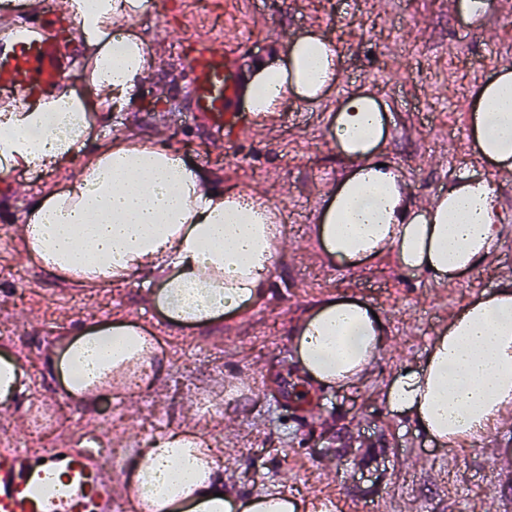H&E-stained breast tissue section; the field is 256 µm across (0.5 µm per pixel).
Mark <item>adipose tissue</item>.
Segmentation results:
<instances>
[{"mask_svg": "<svg viewBox=\"0 0 512 512\" xmlns=\"http://www.w3.org/2000/svg\"><path fill=\"white\" fill-rule=\"evenodd\" d=\"M149 0H69L73 25L95 47L91 84L99 101L125 110L152 62L148 45L112 28L127 25ZM336 83V48L314 32L273 43L243 79L249 112L268 115L294 100H320ZM470 135L478 159L512 171V66L477 89ZM91 118L84 101L64 94L50 103L0 107V160L7 169L77 172L67 186L36 201L23 227L30 258L51 277L107 288L141 276L157 282L152 299L176 326L204 325L239 312L275 273L281 222L258 193L215 186L191 157L163 142L123 136L85 151ZM387 116L371 95L343 99L328 126L348 173L328 192L317 236L325 254L357 265L394 253L399 264L437 282L479 270L498 237L490 178L459 176L447 192L410 212L400 177L382 166ZM383 321L343 298L314 308L295 331L300 368L322 385L358 381L384 344ZM57 366L75 400L107 371H164L135 325L93 326L77 336ZM386 401L412 415L442 447L475 442L512 410V279L457 308L420 369L396 375ZM188 432L174 430L128 463V495L169 512L187 497L195 512H296L285 495L235 498L215 460L199 456Z\"/></svg>", "mask_w": 512, "mask_h": 512, "instance_id": "obj_1", "label": "adipose tissue"}]
</instances>
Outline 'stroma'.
<instances>
[{
    "label": "stroma",
    "instance_id": "obj_1",
    "mask_svg": "<svg viewBox=\"0 0 512 512\" xmlns=\"http://www.w3.org/2000/svg\"><path fill=\"white\" fill-rule=\"evenodd\" d=\"M309 30L337 48V81L325 99L291 101L252 118L232 148L191 120L176 45L217 37L247 67L272 42ZM129 31L154 51L129 109L95 100L89 68L65 75L68 92L89 102L90 146L116 134L162 140L225 187L263 195L282 215L275 275L235 314L206 326L172 325L152 301L155 282L136 277L93 291L50 277L26 256L30 204L65 187L72 168L0 179V230L8 234L0 245V353L25 368L14 416H28L62 390L48 350H62L82 328L123 320L159 343L165 374L140 396L112 394L91 412L64 408L51 434L59 443L97 429L109 412L115 444L135 455L173 429L216 439L211 454L224 484L244 497L285 493L309 512H512V411L479 444L441 448L385 401L395 374L423 363L451 312L512 278V175L496 185V249L479 272L449 283L389 254L358 267L334 263L316 234L327 191L347 169L327 136L329 117L352 93L372 92L385 110L384 153L414 207L429 205L460 174H487L468 121L478 85L512 65V13L503 0L473 21L448 0H163ZM341 297L381 313L385 349L359 383L323 386L302 374L294 333L318 304ZM213 399L224 407L205 416Z\"/></svg>",
    "mask_w": 512,
    "mask_h": 512
}]
</instances>
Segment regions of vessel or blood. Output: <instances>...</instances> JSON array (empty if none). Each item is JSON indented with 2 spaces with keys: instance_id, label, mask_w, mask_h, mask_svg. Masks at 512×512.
Wrapping results in <instances>:
<instances>
[{
  "instance_id": "vessel-or-blood-1",
  "label": "vessel or blood",
  "mask_w": 512,
  "mask_h": 512,
  "mask_svg": "<svg viewBox=\"0 0 512 512\" xmlns=\"http://www.w3.org/2000/svg\"><path fill=\"white\" fill-rule=\"evenodd\" d=\"M65 18L46 9L23 20L27 38L15 48L0 47V96L12 99L49 98L62 85L78 55L62 43L58 32ZM188 76L186 104L197 121L235 143L248 122L237 109L241 65L223 41H196L184 54ZM36 453L13 445L0 448V512H44L33 486L40 473L64 467L73 490L63 498L64 512H112V475L90 453L74 448L33 467Z\"/></svg>"
}]
</instances>
